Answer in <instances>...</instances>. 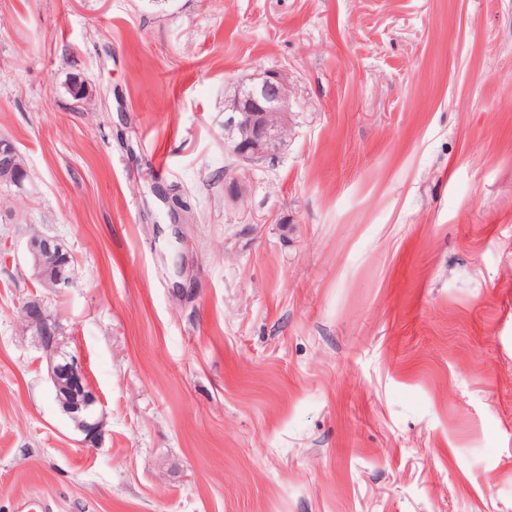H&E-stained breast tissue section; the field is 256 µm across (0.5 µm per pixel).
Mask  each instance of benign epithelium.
<instances>
[{"label":"benign epithelium","mask_w":512,"mask_h":512,"mask_svg":"<svg viewBox=\"0 0 512 512\" xmlns=\"http://www.w3.org/2000/svg\"><path fill=\"white\" fill-rule=\"evenodd\" d=\"M293 89L280 70L266 69L248 80L224 85V147L235 164L224 172L227 194L240 199L246 192L241 170L265 160L288 146L292 135ZM21 155L14 141L0 140V179L24 190ZM26 255L32 276L56 294L75 283L71 270H63L69 251L46 234L28 236ZM25 329L36 336L47 361V377L61 410L93 444L103 428L93 392L76 393L83 386L84 367L80 359L64 350L66 336L60 324L45 314L43 299L27 298L20 305Z\"/></svg>","instance_id":"1"}]
</instances>
